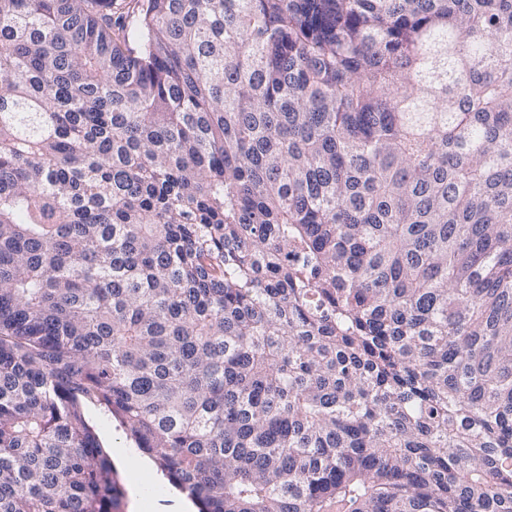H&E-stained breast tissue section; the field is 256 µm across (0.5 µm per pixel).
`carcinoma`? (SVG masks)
Listing matches in <instances>:
<instances>
[{"label": "carcinoma", "mask_w": 512, "mask_h": 512, "mask_svg": "<svg viewBox=\"0 0 512 512\" xmlns=\"http://www.w3.org/2000/svg\"><path fill=\"white\" fill-rule=\"evenodd\" d=\"M512 512V0H0V512ZM86 414L94 427L104 451L109 455L115 473V478L122 492L120 510L116 512H145L131 509V491L148 501L151 512H179L182 510L183 497L190 498L171 486L161 474L154 460L142 454L132 440L127 438L123 429L113 418L99 407L88 405ZM114 448H127L134 455L149 458L147 469L133 468L120 465L115 461ZM191 501V500H190Z\"/></svg>", "instance_id": "carcinoma-1"}]
</instances>
